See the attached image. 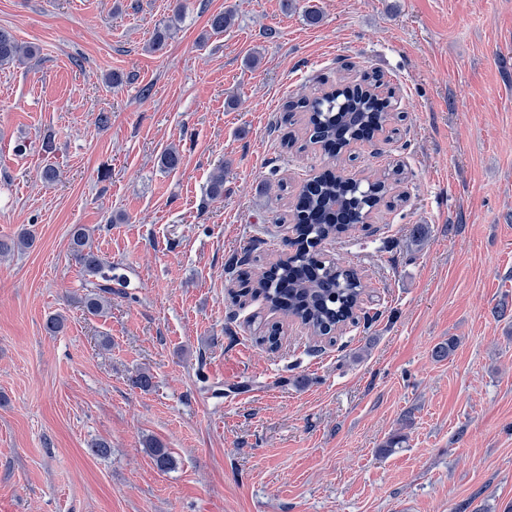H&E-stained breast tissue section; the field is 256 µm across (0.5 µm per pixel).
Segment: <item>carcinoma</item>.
Listing matches in <instances>:
<instances>
[{"mask_svg": "<svg viewBox=\"0 0 512 512\" xmlns=\"http://www.w3.org/2000/svg\"><path fill=\"white\" fill-rule=\"evenodd\" d=\"M185 0H174L173 16L155 29L150 49L160 50L177 30L175 22L182 18ZM234 21L230 8L210 15L209 30L214 35L224 33ZM35 57V50L22 45L8 30L0 28V67L23 64ZM392 96L370 89L347 90L342 86L312 100L301 98L287 106L289 112L308 113L305 134L312 144L326 147L336 142L347 146L364 142L378 131H386L390 121L388 108ZM403 171L392 168L380 176L354 178L328 170L307 183L301 191L300 204L295 207V237L284 241L293 253L254 276L239 279L240 289L257 294L270 310L284 318H292L307 328L313 336L326 335L347 311L355 308L363 294L364 285L356 271L345 269L317 252L323 240L347 229L342 219L351 224H363L381 203L391 206L396 200H386L391 182L400 180ZM213 200L224 198V166L216 167L207 189ZM34 238L28 231L17 237L0 241V256L29 249ZM70 253L88 276L109 279L103 272V262L93 250L89 230L83 224L72 225L69 233ZM112 287L99 285V290L85 295L88 314L105 313ZM148 452L155 464L166 471L175 466L171 452L158 441L148 442Z\"/></svg>", "mask_w": 512, "mask_h": 512, "instance_id": "obj_1", "label": "carcinoma"}]
</instances>
